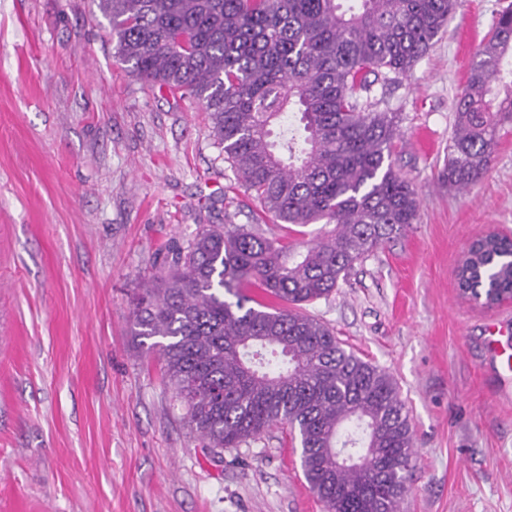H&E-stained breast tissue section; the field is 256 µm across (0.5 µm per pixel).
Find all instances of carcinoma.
I'll use <instances>...</instances> for the list:
<instances>
[{
    "mask_svg": "<svg viewBox=\"0 0 512 512\" xmlns=\"http://www.w3.org/2000/svg\"><path fill=\"white\" fill-rule=\"evenodd\" d=\"M98 0L113 58L139 81L210 112L224 161L262 213L333 224L296 246L259 230L208 225L139 289L132 335L165 377L204 446L238 448L276 424L326 512H400L415 451L394 378L344 349L304 311L366 255L416 223L413 183L389 160L396 116L362 102L407 73L456 0ZM512 11L502 12L455 105L441 179L488 172L512 118ZM486 306L512 293V238L473 241L457 270ZM347 448L358 463H344Z\"/></svg>",
    "mask_w": 512,
    "mask_h": 512,
    "instance_id": "cac0c4a2",
    "label": "carcinoma"
}]
</instances>
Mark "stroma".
I'll return each mask as SVG.
<instances>
[{
	"label": "stroma",
	"instance_id": "1",
	"mask_svg": "<svg viewBox=\"0 0 512 512\" xmlns=\"http://www.w3.org/2000/svg\"><path fill=\"white\" fill-rule=\"evenodd\" d=\"M510 7L457 0L410 72L373 86L419 218L307 308L400 387L416 451L400 512H512V299L476 305L456 277L474 240L512 237V120L482 183L439 178L476 50ZM206 224L331 230L258 218L209 113L117 62L94 0H0V512H325L288 426L202 447L131 334L137 290Z\"/></svg>",
	"mask_w": 512,
	"mask_h": 512
}]
</instances>
